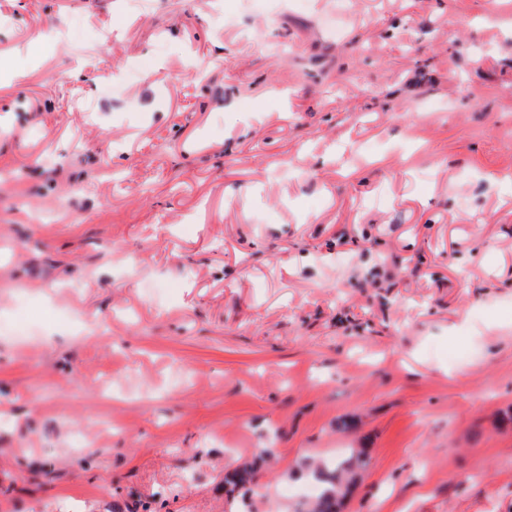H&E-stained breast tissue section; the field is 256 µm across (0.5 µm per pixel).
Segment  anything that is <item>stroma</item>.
<instances>
[{"instance_id":"1","label":"stroma","mask_w":512,"mask_h":512,"mask_svg":"<svg viewBox=\"0 0 512 512\" xmlns=\"http://www.w3.org/2000/svg\"><path fill=\"white\" fill-rule=\"evenodd\" d=\"M0 71V512H512V0H0ZM364 466L366 459L362 452L336 463L331 470L321 464L307 463L305 467L310 478L320 483L321 489L318 495L314 496L319 485L312 481L306 484L304 497H314L303 500L297 512H336V506L344 497L356 471Z\"/></svg>"}]
</instances>
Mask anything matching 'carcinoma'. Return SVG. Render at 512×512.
<instances>
[{"label": "carcinoma", "instance_id": "1", "mask_svg": "<svg viewBox=\"0 0 512 512\" xmlns=\"http://www.w3.org/2000/svg\"><path fill=\"white\" fill-rule=\"evenodd\" d=\"M366 466L363 453L353 454L336 463L331 469L309 462L306 469L311 479L321 485L317 496L300 503L297 512H336V506L344 497L356 471Z\"/></svg>", "mask_w": 512, "mask_h": 512}]
</instances>
